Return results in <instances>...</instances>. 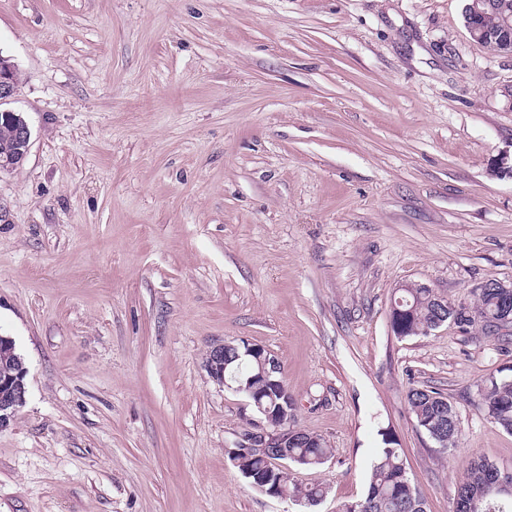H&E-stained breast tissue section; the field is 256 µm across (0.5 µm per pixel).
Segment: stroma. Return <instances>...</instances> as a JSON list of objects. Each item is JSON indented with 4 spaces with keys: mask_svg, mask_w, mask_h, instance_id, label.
<instances>
[{
    "mask_svg": "<svg viewBox=\"0 0 512 512\" xmlns=\"http://www.w3.org/2000/svg\"><path fill=\"white\" fill-rule=\"evenodd\" d=\"M468 0H0L7 102L31 132L0 169V335L27 370L0 430V512H304L227 448L254 418L210 348L264 346L317 512L361 499L391 433L426 512L469 462L512 470L480 390L512 339L397 338L399 288L469 302L512 280V55ZM436 389L440 453L406 394ZM465 11V23L471 38L481 44L490 54L497 55L502 53L512 54V37L508 32L512 29V21L508 16L503 17L504 32L500 35L481 30L474 24L478 21L481 28L491 31L499 27L500 16L502 12L512 13V0H493L494 4L504 6V11L496 8L489 9V0H470ZM485 13V14H484ZM484 14V15H483ZM409 408L422 428L447 452L457 446L460 427L453 404L442 393L433 389L410 388L407 392Z\"/></svg>",
    "mask_w": 512,
    "mask_h": 512,
    "instance_id": "35a3bbf8",
    "label": "stroma"
}]
</instances>
